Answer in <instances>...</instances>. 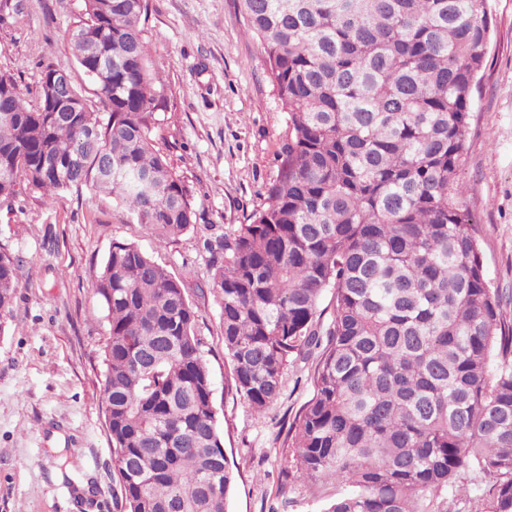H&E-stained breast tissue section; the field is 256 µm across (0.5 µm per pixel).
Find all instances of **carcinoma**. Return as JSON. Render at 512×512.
I'll use <instances>...</instances> for the list:
<instances>
[{
    "instance_id": "cac0c4a2",
    "label": "carcinoma",
    "mask_w": 512,
    "mask_h": 512,
    "mask_svg": "<svg viewBox=\"0 0 512 512\" xmlns=\"http://www.w3.org/2000/svg\"><path fill=\"white\" fill-rule=\"evenodd\" d=\"M83 2L68 45L97 101L74 84V111L57 112L43 79L32 108L0 74V209L21 178L52 201L89 184L166 243L198 214L153 144L165 96L143 37L148 0ZM239 2L289 134L251 222L203 225L236 394L262 416L288 364L318 355L292 447L300 478L340 486L321 512H452L465 470L498 478L486 512H512V322L458 182L488 0ZM20 269L0 250V313ZM95 280L123 512H227L235 477L184 281L122 242Z\"/></svg>"
}]
</instances>
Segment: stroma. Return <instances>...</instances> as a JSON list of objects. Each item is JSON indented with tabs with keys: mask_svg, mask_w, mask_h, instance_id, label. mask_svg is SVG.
<instances>
[{
	"mask_svg": "<svg viewBox=\"0 0 512 512\" xmlns=\"http://www.w3.org/2000/svg\"><path fill=\"white\" fill-rule=\"evenodd\" d=\"M492 39L473 93L464 205L478 227L484 271L512 315V0H491ZM83 0H0V73L37 104L46 65L67 71L88 99L96 87L66 40ZM166 100L154 139L201 223H248L278 173L288 137L258 38L239 0H150L144 34ZM137 245L182 277L213 381L217 426L236 482L228 512H317L332 484L298 478L289 429L313 394V364L288 365L279 401L257 416L232 386L219 301L201 234L158 244L111 197L82 185L48 202L24 191L0 210V249L22 264L0 313V512H121L104 414L106 311L95 275L113 242ZM496 487L462 479L457 512H484Z\"/></svg>",
	"mask_w": 512,
	"mask_h": 512,
	"instance_id": "35a3bbf8",
	"label": "stroma"
}]
</instances>
